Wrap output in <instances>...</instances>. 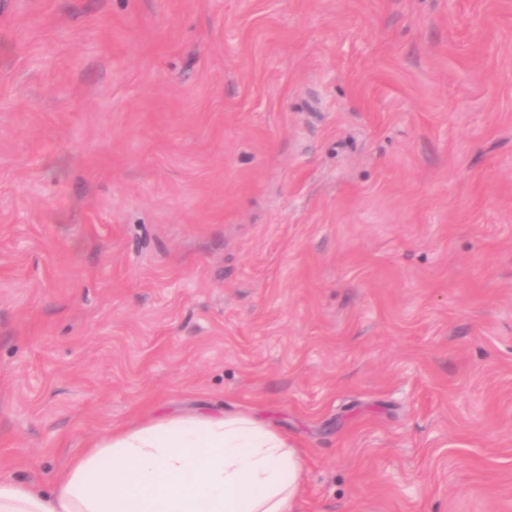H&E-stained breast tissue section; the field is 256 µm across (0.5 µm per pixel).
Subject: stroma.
<instances>
[{
    "label": "stroma",
    "instance_id": "1",
    "mask_svg": "<svg viewBox=\"0 0 512 512\" xmlns=\"http://www.w3.org/2000/svg\"><path fill=\"white\" fill-rule=\"evenodd\" d=\"M238 412L512 512V0H0V480Z\"/></svg>",
    "mask_w": 512,
    "mask_h": 512
}]
</instances>
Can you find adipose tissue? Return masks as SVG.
I'll list each match as a JSON object with an SVG mask.
<instances>
[{"instance_id":"adipose-tissue-1","label":"adipose tissue","mask_w":512,"mask_h":512,"mask_svg":"<svg viewBox=\"0 0 512 512\" xmlns=\"http://www.w3.org/2000/svg\"><path fill=\"white\" fill-rule=\"evenodd\" d=\"M297 448L247 414L165 417L117 429L49 489L0 481V512H296Z\"/></svg>"}]
</instances>
